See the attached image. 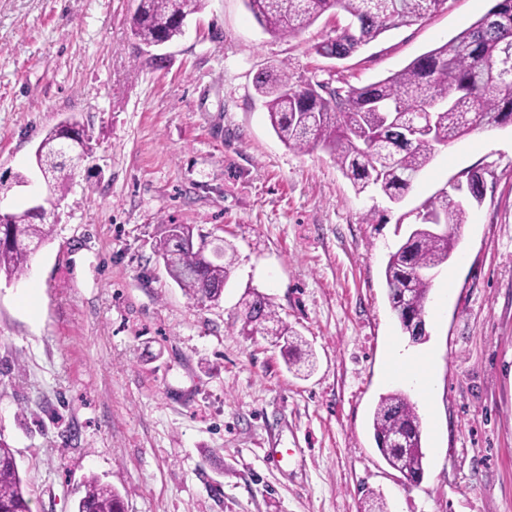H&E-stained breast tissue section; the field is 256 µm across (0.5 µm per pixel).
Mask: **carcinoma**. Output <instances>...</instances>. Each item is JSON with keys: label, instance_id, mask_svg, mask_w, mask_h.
I'll list each match as a JSON object with an SVG mask.
<instances>
[{"label": "carcinoma", "instance_id": "1", "mask_svg": "<svg viewBox=\"0 0 512 512\" xmlns=\"http://www.w3.org/2000/svg\"><path fill=\"white\" fill-rule=\"evenodd\" d=\"M204 0H139L133 33L145 45L182 35V24ZM256 21L269 34L294 37L325 13L343 12L347 24L314 46L322 57L349 56L391 29L412 25L444 8L447 0H245ZM255 89L265 98L271 125L288 148L308 152L322 147L357 193L379 188L398 201L430 163L437 147L477 129L512 122V0H495L479 19L454 38L413 59L400 71L363 86L330 89L297 85L288 71L261 72ZM42 165L50 192L67 195L75 170L91 141L79 151L59 148L56 129L41 141ZM484 173L465 175V184L426 199L415 215L413 230L386 263L387 298L402 330L414 343L424 340L410 320L425 315L432 286L430 272L447 263L458 242L456 230L467 223V205L481 203ZM53 233V225L25 209L0 224V276L19 280L29 270L31 245ZM156 253L172 280L190 299L202 303L221 298L233 255L217 263L195 246L193 230L166 225ZM247 322L271 323L269 334L284 341L288 367L302 361V338L270 305L256 299L248 305ZM372 429L377 448L394 470L419 482L424 475L422 421L415 404L402 391L382 395L374 409ZM76 512H124L120 494L90 476ZM0 512H30L29 493L19 475L10 446L0 440Z\"/></svg>", "mask_w": 512, "mask_h": 512}]
</instances>
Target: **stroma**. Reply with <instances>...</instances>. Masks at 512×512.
<instances>
[{"label": "stroma", "mask_w": 512, "mask_h": 512, "mask_svg": "<svg viewBox=\"0 0 512 512\" xmlns=\"http://www.w3.org/2000/svg\"><path fill=\"white\" fill-rule=\"evenodd\" d=\"M137 4L0 0V208L32 206L34 152L60 121L94 146L26 277L0 279V439L32 512H74L91 475L125 512H360L370 491L389 512H512V125L439 147L394 203L356 193L325 150H289L254 88L273 66L314 85L383 79L493 0H447L340 61L314 51L340 14L279 38L244 0H205L155 48L132 32ZM471 169L484 199L434 275L415 345L386 296L399 217ZM166 224L190 225L208 258L233 248L218 301L169 277ZM257 296L305 340L308 375L245 325ZM398 345L432 359L429 395L389 377ZM395 390L422 419L416 484L373 439ZM273 448L290 449L282 465Z\"/></svg>", "instance_id": "1"}]
</instances>
